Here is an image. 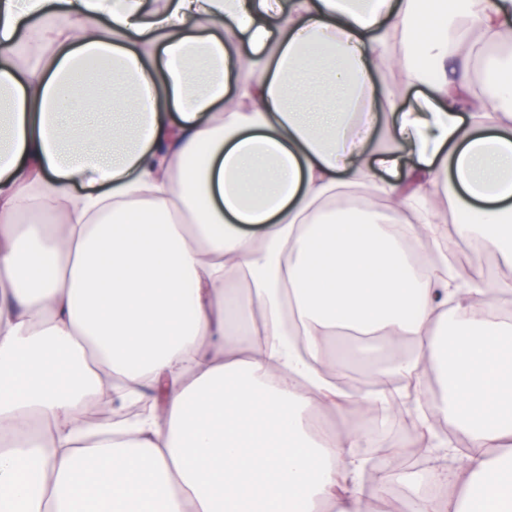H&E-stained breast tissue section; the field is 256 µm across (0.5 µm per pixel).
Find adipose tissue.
<instances>
[{
    "label": "adipose tissue",
    "instance_id": "ef3b65f1",
    "mask_svg": "<svg viewBox=\"0 0 512 512\" xmlns=\"http://www.w3.org/2000/svg\"><path fill=\"white\" fill-rule=\"evenodd\" d=\"M447 192L511 267L512 0H0V512L387 510L349 332L438 380L448 493L413 512H512L507 293L411 259ZM145 385L156 413L84 420Z\"/></svg>",
    "mask_w": 512,
    "mask_h": 512
}]
</instances>
